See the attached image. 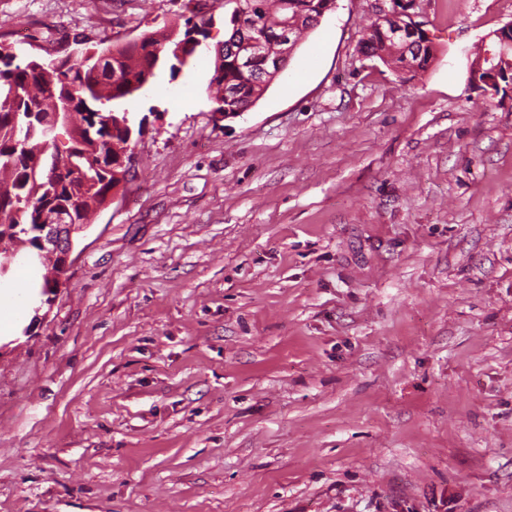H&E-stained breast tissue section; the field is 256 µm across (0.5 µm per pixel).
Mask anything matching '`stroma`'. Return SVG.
Instances as JSON below:
<instances>
[{
    "label": "stroma",
    "mask_w": 512,
    "mask_h": 512,
    "mask_svg": "<svg viewBox=\"0 0 512 512\" xmlns=\"http://www.w3.org/2000/svg\"><path fill=\"white\" fill-rule=\"evenodd\" d=\"M336 0L220 119V0H0L18 61L208 19L129 106L117 199L0 338V512H512V0ZM402 4L405 6V10H399L397 7L391 10H381L377 17L382 18L385 15L388 17H394L397 19L398 26L394 28V32L392 36L394 38H399L402 40H406V34H420L424 40L428 38L427 32L424 30L423 22L417 21V15L414 13H410L409 9L413 7L412 0L403 1ZM403 16L408 17L412 23L408 24L406 21L402 19ZM394 23L391 20L373 22L367 37L362 41V54L368 58H379L382 62L393 64L397 68L402 64L410 69L426 68L433 58L431 42L421 44L415 41L410 47L394 42L389 37V30ZM504 45H512V24H507L498 29L496 33L489 35L483 45L482 53L477 57L478 65L475 72L470 75L469 83L475 88H485L497 91L501 87V82L507 83L512 88V77L506 72V79L501 78L499 67L494 64V59L499 54V50ZM488 66L483 68V63ZM497 63L502 70L512 72V46L506 49L504 56L497 57ZM483 74V77H480Z\"/></svg>",
    "instance_id": "stroma-1"
}]
</instances>
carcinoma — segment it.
<instances>
[{"instance_id": "cac0c4a2", "label": "carcinoma", "mask_w": 512, "mask_h": 512, "mask_svg": "<svg viewBox=\"0 0 512 512\" xmlns=\"http://www.w3.org/2000/svg\"><path fill=\"white\" fill-rule=\"evenodd\" d=\"M241 0L233 4L227 22L224 53L216 56L210 84L217 86L214 111L242 112L257 101L267 89L271 78L261 73L263 63L253 62L243 67L239 58V43L252 30L262 25L270 31H283L304 21L317 20L330 11L335 0ZM394 22L375 21L362 41L361 52L368 58H378L386 64L424 69L433 58L431 43L413 42L407 47L389 37ZM203 26L194 25L184 33L187 44L184 58L169 53L165 42L171 35L158 39L145 35L141 45L113 43L101 53L112 58L115 80H99L84 64L91 52L80 58L42 62H15L16 56L8 45L0 44V237L23 249L36 248L37 223L40 210L53 201L67 203L77 219L84 218L103 205L114 187L112 156L128 148L127 131L110 125L105 118L123 112V104L141 91L155 70L170 64V70L184 66L193 57L198 41L192 33ZM68 92L73 113L80 116L77 138L70 153L62 157L46 144L36 128L34 112H49L54 106V93ZM55 167V186L45 185L43 171Z\"/></svg>"}]
</instances>
